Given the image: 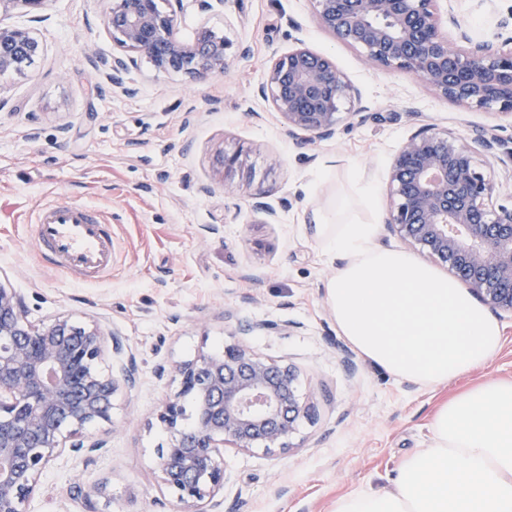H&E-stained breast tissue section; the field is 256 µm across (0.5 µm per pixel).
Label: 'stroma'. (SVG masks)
Here are the masks:
<instances>
[{"instance_id":"35a3bbf8","label":"stroma","mask_w":512,"mask_h":512,"mask_svg":"<svg viewBox=\"0 0 512 512\" xmlns=\"http://www.w3.org/2000/svg\"><path fill=\"white\" fill-rule=\"evenodd\" d=\"M474 37L512 36V0H440ZM102 0H48L36 35L42 51L24 72H0V284L23 295L36 326L58 316L118 333L137 381L120 386L112 420L91 425L107 446L91 464L60 458L41 478L30 512H182L158 480L169 433L154 414L180 388L171 367L197 352L244 344L294 366L315 411L288 452L224 451L223 512H333L361 488L389 485L402 459L426 447L437 408L490 379H512V316L487 366L458 382L422 387L394 379L340 336L326 285L340 265L313 222L339 207L378 224L377 243L401 246L382 224L389 162L419 126L468 143L500 126L481 164L512 170V118L438 96L416 76L371 65L319 26L311 0H218L204 12L183 0L178 34L199 26L232 44L226 73L157 72L149 60L115 86V47ZM305 43L326 54L362 93L363 122L343 119L333 138L296 144L258 93L271 57ZM94 62H87V54ZM243 148L240 188L226 193L220 150ZM360 168L377 187L374 209L349 179ZM264 193L280 215L251 209ZM77 202L112 220L111 274L78 282L34 257L41 203ZM271 330H264V323Z\"/></svg>"}]
</instances>
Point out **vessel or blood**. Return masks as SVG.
I'll return each mask as SVG.
<instances>
[{"mask_svg": "<svg viewBox=\"0 0 512 512\" xmlns=\"http://www.w3.org/2000/svg\"><path fill=\"white\" fill-rule=\"evenodd\" d=\"M34 248L40 264L87 282L112 270V226L86 204H43L35 211Z\"/></svg>", "mask_w": 512, "mask_h": 512, "instance_id": "obj_1", "label": "vessel or blood"}]
</instances>
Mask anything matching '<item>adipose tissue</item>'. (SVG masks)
I'll return each instance as SVG.
<instances>
[{
	"mask_svg": "<svg viewBox=\"0 0 512 512\" xmlns=\"http://www.w3.org/2000/svg\"><path fill=\"white\" fill-rule=\"evenodd\" d=\"M326 251L344 259L327 287L336 328L392 376L439 386L487 365L503 328L470 291L401 248L377 246V225L350 211L315 217ZM335 512H512V379L442 405L428 447L407 455L393 484L351 493Z\"/></svg>",
	"mask_w": 512,
	"mask_h": 512,
	"instance_id": "ef3b65f1",
	"label": "adipose tissue"
}]
</instances>
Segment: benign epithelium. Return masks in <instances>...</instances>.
Instances as JSON below:
<instances>
[{"instance_id": "7a95c632", "label": "benign epithelium", "mask_w": 512, "mask_h": 512, "mask_svg": "<svg viewBox=\"0 0 512 512\" xmlns=\"http://www.w3.org/2000/svg\"><path fill=\"white\" fill-rule=\"evenodd\" d=\"M319 26L337 41L362 50L380 67L413 74L440 97L469 108L512 116V38L474 41L437 0H311ZM104 23L117 52L112 83L145 57L159 72L206 77L230 65L231 44L202 29L191 42L177 37L178 14L157 0H103ZM33 28L0 24V71L23 72L40 53ZM282 117L288 136L306 142L330 138L349 102L361 116L358 89L328 56L304 44L276 55L261 89ZM499 142L492 129L471 143L424 125L392 157L388 230L448 268L494 311L512 314V206H490L499 188L477 155ZM224 188L242 169L237 153L222 152ZM123 343L96 324L57 317L35 327L23 296L0 285V512H29L39 478L63 454L89 462L105 441L86 431L111 420L118 383L138 374L128 359L120 377L95 369L107 342ZM173 371L181 389L165 398L157 418L170 433L158 478L186 512H216L224 492V448L256 447L275 455L290 449L298 421L313 413L312 396L299 393L294 367L257 355L244 344L224 354L201 352Z\"/></svg>"}]
</instances>
